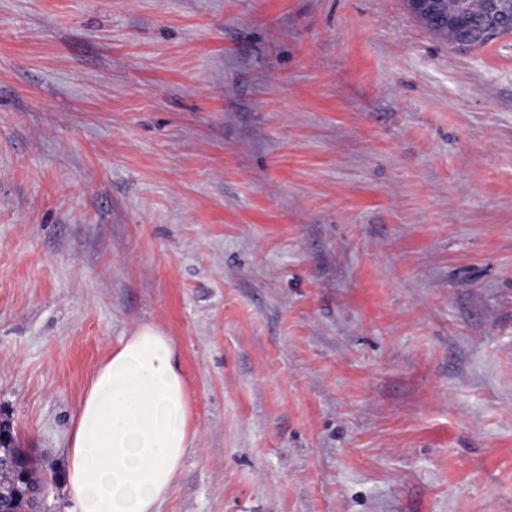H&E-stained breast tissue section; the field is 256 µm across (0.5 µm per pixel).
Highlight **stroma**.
Wrapping results in <instances>:
<instances>
[{"mask_svg":"<svg viewBox=\"0 0 512 512\" xmlns=\"http://www.w3.org/2000/svg\"><path fill=\"white\" fill-rule=\"evenodd\" d=\"M174 341L159 512H512V36L404 0H0V421L61 477ZM416 1L418 0H405L411 13L431 32L443 37L446 41H448L449 38L450 43L458 49L470 50L472 46L468 35L464 37H458L456 35V31L460 26L474 31L481 30L482 33L489 32V34L492 32L501 33L507 30L509 31L508 35H511L512 15L510 17H508L507 14L500 15L498 7L500 2L497 0H483L479 2L482 8L474 13L478 17H465L463 20H461L460 17H456L449 30L447 25L440 24L437 21L438 13H446L447 4L444 3V1L431 0L435 3L427 6H422L416 3ZM485 3L487 4V8L484 12ZM433 5L434 10L432 11L428 6Z\"/></svg>","mask_w":512,"mask_h":512,"instance_id":"35a3bbf8","label":"stroma"}]
</instances>
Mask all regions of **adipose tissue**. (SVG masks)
<instances>
[{"mask_svg": "<svg viewBox=\"0 0 512 512\" xmlns=\"http://www.w3.org/2000/svg\"><path fill=\"white\" fill-rule=\"evenodd\" d=\"M195 435L175 344L137 326L85 389L65 473L73 512H157Z\"/></svg>", "mask_w": 512, "mask_h": 512, "instance_id": "ef3b65f1", "label": "adipose tissue"}]
</instances>
